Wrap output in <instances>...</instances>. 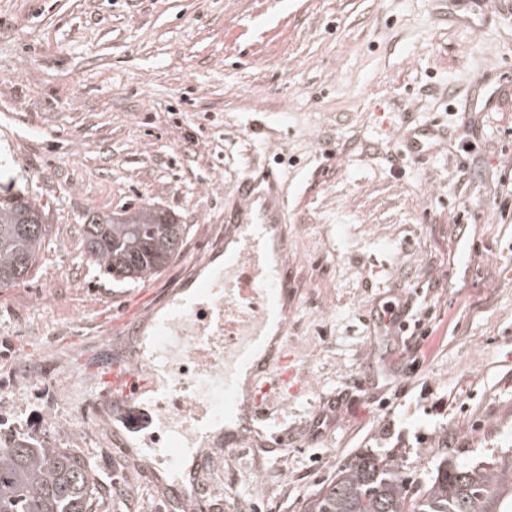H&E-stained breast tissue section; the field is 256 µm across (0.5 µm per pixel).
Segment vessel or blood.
Returning a JSON list of instances; mask_svg holds the SVG:
<instances>
[{
  "label": "vessel or blood",
  "instance_id": "1",
  "mask_svg": "<svg viewBox=\"0 0 512 512\" xmlns=\"http://www.w3.org/2000/svg\"><path fill=\"white\" fill-rule=\"evenodd\" d=\"M512 93V80L487 78L475 88L462 111L464 121L479 112H493L500 97ZM447 138L438 127H422L418 137L408 140L411 155L422 156ZM237 204L226 218L224 266L199 284L170 313L154 323L155 344L152 360L155 366L169 364L171 349H187L195 365L192 379H180L161 392L156 407L163 413H191L192 429L176 430L164 446L154 454L161 466L153 480L166 488L167 475H177L182 485L197 487L198 479L181 474V462L195 442L202 439L213 419L215 408L210 399L214 392L224 396V444L235 447L256 431L265 416L264 404L270 393L262 386L277 350L268 346L269 323L286 315L285 304L294 292L287 263H270L268 244L286 241L287 209L275 173L262 171L259 176L241 179L236 186ZM251 363L259 385L249 400H241L237 384L240 364ZM103 379L108 390L96 398L97 403L111 406L114 412H128L132 390L141 386L149 374L135 352L115 357L104 367Z\"/></svg>",
  "mask_w": 512,
  "mask_h": 512
}]
</instances>
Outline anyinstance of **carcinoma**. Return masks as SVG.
I'll return each instance as SVG.
<instances>
[{
    "label": "carcinoma",
    "mask_w": 512,
    "mask_h": 512,
    "mask_svg": "<svg viewBox=\"0 0 512 512\" xmlns=\"http://www.w3.org/2000/svg\"><path fill=\"white\" fill-rule=\"evenodd\" d=\"M83 251L115 281L164 269L186 225L149 204L129 215H94ZM47 234L44 206L27 191L0 194V287L28 281ZM100 476L67 448L17 439L0 448V512H96ZM306 512H512V452L471 465L443 458L424 483L408 485L393 457L359 456L339 467Z\"/></svg>",
    "instance_id": "cac0c4a2"
}]
</instances>
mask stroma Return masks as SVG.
I'll return each mask as SVG.
<instances>
[{
	"label": "stroma",
	"mask_w": 512,
	"mask_h": 512,
	"mask_svg": "<svg viewBox=\"0 0 512 512\" xmlns=\"http://www.w3.org/2000/svg\"><path fill=\"white\" fill-rule=\"evenodd\" d=\"M480 72L512 77V0H0V185L48 212L35 274L0 287V437L89 459L112 486L97 512H180L111 439L150 448L166 418L143 396L138 429L98 420V366L143 351L126 311L161 317L210 276L237 182L270 169L286 364L260 433L193 456L202 512H305L367 453L416 483L512 449V97L462 127ZM432 123L447 149L405 156ZM148 203L185 225L180 254L102 277L83 224ZM387 301L430 320L420 353L374 327Z\"/></svg>",
	"instance_id": "35a3bbf8"
}]
</instances>
